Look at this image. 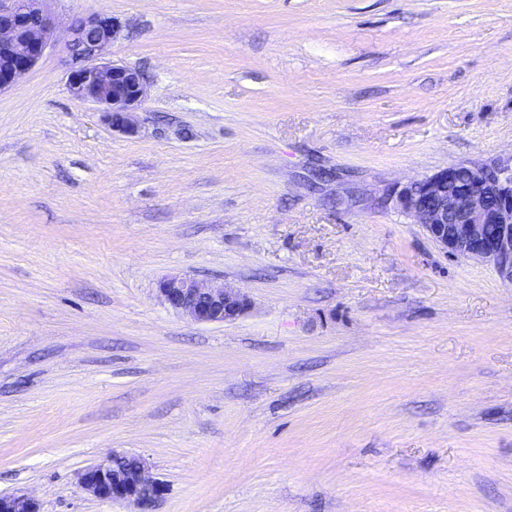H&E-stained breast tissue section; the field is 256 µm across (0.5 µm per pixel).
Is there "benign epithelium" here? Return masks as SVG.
I'll use <instances>...</instances> for the list:
<instances>
[{
    "label": "benign epithelium",
    "instance_id": "1",
    "mask_svg": "<svg viewBox=\"0 0 512 512\" xmlns=\"http://www.w3.org/2000/svg\"><path fill=\"white\" fill-rule=\"evenodd\" d=\"M0 0V91L29 72L57 39L58 26L43 7L45 0ZM122 37V24L100 14L75 18L66 29L72 98L94 104L104 121L127 134L136 132L135 114L146 97L140 71L104 61ZM398 208L425 229L446 255L493 265L512 283V164L462 163L404 184L394 194ZM157 296L168 308L197 323H225L249 307L239 290L214 288L191 275L159 281ZM80 492L103 501L122 500L137 512H153L163 485L138 455L113 451L77 474ZM0 512H40L35 498L0 495Z\"/></svg>",
    "mask_w": 512,
    "mask_h": 512
}]
</instances>
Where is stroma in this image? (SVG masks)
Returning a JSON list of instances; mask_svg holds the SVG:
<instances>
[{
    "mask_svg": "<svg viewBox=\"0 0 512 512\" xmlns=\"http://www.w3.org/2000/svg\"><path fill=\"white\" fill-rule=\"evenodd\" d=\"M125 25L137 132L75 102L62 42L0 91V495L132 512H512V283L394 189L512 163V0H46ZM244 291L236 320L160 279ZM156 292L164 305L197 323L236 320L250 305L248 297L239 290L214 288L205 280L186 274L163 278ZM77 488L99 500L131 503L136 512H153L164 493L163 485L149 474L142 457L114 450L102 463L77 474Z\"/></svg>",
    "mask_w": 512,
    "mask_h": 512,
    "instance_id": "35a3bbf8",
    "label": "stroma"
}]
</instances>
